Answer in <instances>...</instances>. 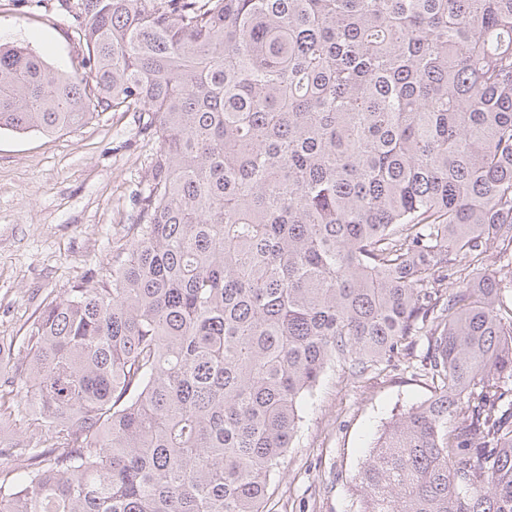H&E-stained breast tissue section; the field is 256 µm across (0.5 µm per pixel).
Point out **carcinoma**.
I'll return each instance as SVG.
<instances>
[{
	"label": "carcinoma",
	"mask_w": 512,
	"mask_h": 512,
	"mask_svg": "<svg viewBox=\"0 0 512 512\" xmlns=\"http://www.w3.org/2000/svg\"><path fill=\"white\" fill-rule=\"evenodd\" d=\"M78 9L80 74L0 44V131L158 148L112 275L0 343V512H265L324 373L415 336L357 512H512V0Z\"/></svg>",
	"instance_id": "carcinoma-1"
}]
</instances>
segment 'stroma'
Returning <instances> with one entry per match:
<instances>
[{"instance_id": "obj_1", "label": "stroma", "mask_w": 512, "mask_h": 512, "mask_svg": "<svg viewBox=\"0 0 512 512\" xmlns=\"http://www.w3.org/2000/svg\"><path fill=\"white\" fill-rule=\"evenodd\" d=\"M78 0H0V44H29L68 72L86 54ZM157 145L130 112H99L50 136L0 132V336L22 335L45 300L112 266L132 234ZM410 352L328 371L302 404L265 512H356L351 479L382 430L430 395Z\"/></svg>"}]
</instances>
